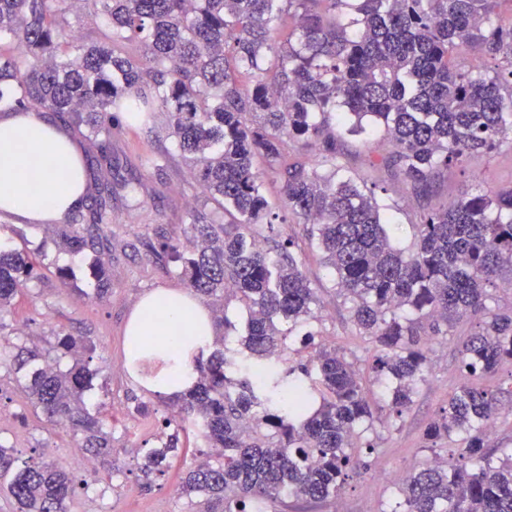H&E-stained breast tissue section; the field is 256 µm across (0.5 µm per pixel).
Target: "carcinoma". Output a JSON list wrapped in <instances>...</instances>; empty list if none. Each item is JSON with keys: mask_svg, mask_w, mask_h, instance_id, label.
Listing matches in <instances>:
<instances>
[{"mask_svg": "<svg viewBox=\"0 0 512 512\" xmlns=\"http://www.w3.org/2000/svg\"><path fill=\"white\" fill-rule=\"evenodd\" d=\"M75 0H0V44L24 47L25 67L0 60V108L46 107L89 136L112 140V117L135 124L157 112L194 172L211 218L180 239L144 245L207 304L231 295L245 308L242 350L215 348L193 360L195 388L175 401L144 478L200 442L215 460L189 467L180 495L197 512H276L288 497H337L365 467L374 423L396 426L430 371L429 344L475 315L461 351L466 378L512 364V190L481 191L415 213L414 242L397 247L390 217L350 174L336 131L385 133L393 150L373 167L400 170L425 192L431 174L468 154L512 141V25L497 22L502 0H83L104 17L100 39L60 41ZM295 27L282 33L283 14ZM481 50L497 58L474 72L452 58ZM315 149L316 159H299ZM280 187L281 208L268 197ZM91 224H63L60 245L112 250L102 204ZM333 276L359 335L374 346L362 371L355 356L302 334L306 359L289 338L319 320L317 288L278 225L288 216ZM36 265L0 242V331ZM238 366L230 369L226 357ZM95 346L67 333L50 348L0 345V368L28 399L69 430L92 458L112 455V430L87 393L99 371ZM74 362L61 368L63 358ZM394 383L380 404L370 386ZM501 398L464 382L426 440L448 445L396 482L389 512H512V449H488L486 427ZM0 490L16 512H70L69 472L18 456L0 441Z\"/></svg>", "mask_w": 512, "mask_h": 512, "instance_id": "cac0c4a2", "label": "carcinoma"}]
</instances>
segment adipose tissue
<instances>
[{
    "instance_id": "ef3b65f1",
    "label": "adipose tissue",
    "mask_w": 512,
    "mask_h": 512,
    "mask_svg": "<svg viewBox=\"0 0 512 512\" xmlns=\"http://www.w3.org/2000/svg\"><path fill=\"white\" fill-rule=\"evenodd\" d=\"M86 191L80 151L61 125L33 110L0 113V217L60 224ZM214 336L210 308L186 289L146 292L126 327V350L142 360L129 373L154 395L177 399L193 387L190 365Z\"/></svg>"
}]
</instances>
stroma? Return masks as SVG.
<instances>
[{
	"mask_svg": "<svg viewBox=\"0 0 512 512\" xmlns=\"http://www.w3.org/2000/svg\"><path fill=\"white\" fill-rule=\"evenodd\" d=\"M69 134L82 149L90 196H97L102 184L112 186L106 197V216L112 224V250L108 253H72L57 241V225L31 227L0 221V237L12 240L23 235L26 250H40L42 269L37 279L15 299L14 313L0 331L5 340L25 339L46 345L54 332L64 330L91 341L100 373L95 381V402L101 403L104 418L112 425V455L85 465V452L76 450L72 435L48 422L34 409L11 376L0 371V412L9 422H0V439L13 445L19 455L46 462L64 458L71 477L78 483L72 512H191L187 498L178 497L175 486L186 468L182 459H172L164 475L145 482L138 462L151 437L149 425L128 415L132 398L147 394L130 377L125 366L124 332L128 314L138 298L157 288H179L183 282L155 263L142 245L144 237L172 236L190 223L193 210L204 207V197L179 156L168 134L167 116L158 113L154 124L136 125L116 119L112 141L104 145L91 141L85 128L68 123L58 115ZM345 160L356 176L370 184L386 186L385 203L390 204L396 242L403 247L414 240L413 214L422 206L396 170L374 168L369 157L388 156L392 146L383 132L369 140L347 139L342 146ZM169 154L170 160L154 165V158ZM432 198L451 201L476 188H512V141L492 152L463 158L461 164L435 175ZM304 271L320 298L317 326L323 343L345 352H362L364 338L357 336L346 305L331 288L330 271L321 265L317 252L303 250ZM112 271V286L96 296L95 265ZM68 268L70 282L61 286L55 272ZM475 328L474 323L458 325L447 339L435 340L428 357L431 370L414 402L395 430L382 432L379 449L368 458L369 469L347 480L335 500L320 503L289 500L288 512H384L396 499V475L418 468L428 461L425 446L429 424L462 382L460 350Z\"/></svg>",
	"mask_w": 512,
	"mask_h": 512,
	"instance_id": "stroma-1",
	"label": "stroma"
}]
</instances>
